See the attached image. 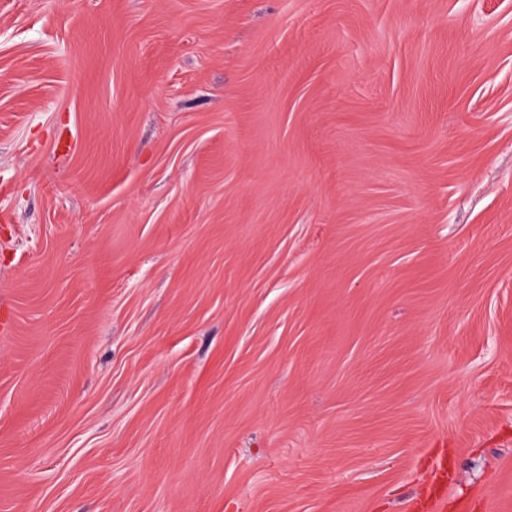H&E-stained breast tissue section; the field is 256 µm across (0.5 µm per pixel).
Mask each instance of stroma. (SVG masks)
Returning <instances> with one entry per match:
<instances>
[{
  "label": "stroma",
  "instance_id": "obj_1",
  "mask_svg": "<svg viewBox=\"0 0 512 512\" xmlns=\"http://www.w3.org/2000/svg\"><path fill=\"white\" fill-rule=\"evenodd\" d=\"M0 512H512V0H0Z\"/></svg>",
  "mask_w": 512,
  "mask_h": 512
}]
</instances>
